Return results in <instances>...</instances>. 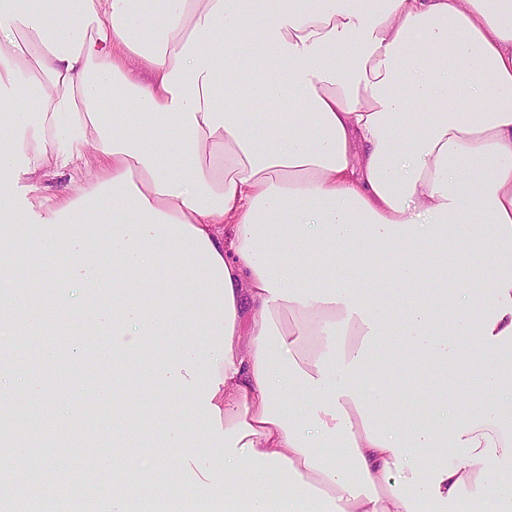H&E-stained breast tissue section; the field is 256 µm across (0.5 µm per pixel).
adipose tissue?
<instances>
[{"instance_id": "obj_1", "label": "adipose tissue", "mask_w": 512, "mask_h": 512, "mask_svg": "<svg viewBox=\"0 0 512 512\" xmlns=\"http://www.w3.org/2000/svg\"><path fill=\"white\" fill-rule=\"evenodd\" d=\"M97 239L50 293L112 271L102 512L163 344L157 436L223 439L225 512H512V0H0V278Z\"/></svg>"}]
</instances>
